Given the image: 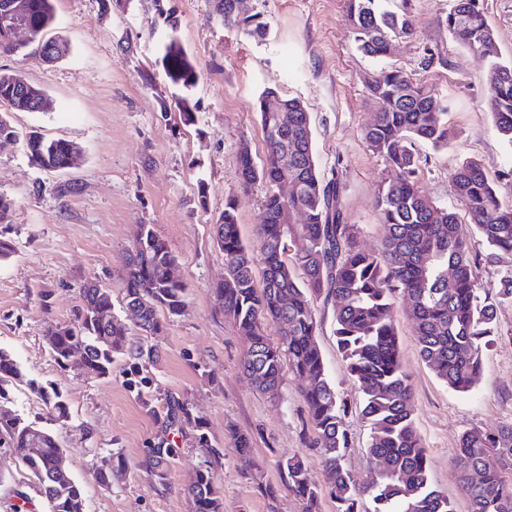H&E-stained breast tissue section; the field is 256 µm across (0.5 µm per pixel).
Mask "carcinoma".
<instances>
[{
  "label": "carcinoma",
  "instance_id": "obj_1",
  "mask_svg": "<svg viewBox=\"0 0 512 512\" xmlns=\"http://www.w3.org/2000/svg\"><path fill=\"white\" fill-rule=\"evenodd\" d=\"M14 0H0V54L14 55L9 13ZM26 20L36 39L53 26L55 0H27ZM153 0L158 16L170 29L160 47L157 63L175 85L190 90L198 72L175 37L177 22ZM240 0H220L219 17L226 29L260 34L262 24L243 16ZM347 18L358 49L382 58L396 39L414 35L411 0H347ZM448 33L461 46L487 62V106L502 140L512 147V64L500 59L495 35L479 0H451L446 17ZM369 95L379 108L365 131L371 151L381 157L393 176L380 185L376 206L387 233L379 253L356 246V227L345 222L337 179L324 180L318 171L313 131L308 112L296 98L275 88L259 99L265 157L258 164L247 147L237 154L240 184L249 189L265 186L262 219L253 249L239 232L234 199L214 224L217 243L224 252V283L215 289L218 305L233 317L239 335L249 341L242 369L251 384L267 393L283 380L282 362L304 381L303 399L314 436L309 450L320 460L325 486L309 472L303 458L280 463L285 486L302 504V512H318L323 494L336 504V512H361L370 499L373 512H455L448 497L431 483L429 455L414 426L412 393L400 358L393 319L394 300L408 298L409 319L424 362L450 389L468 392L482 369V348L495 335L496 306L512 302V268L490 288L476 274L477 257L460 236L456 212L436 205L416 179L420 159L415 142L434 147L448 145V126L442 116L447 107L428 86L398 68H383L367 80ZM288 107V127L274 125L266 110L271 96ZM45 92L25 79H0V103L13 112H34ZM0 140L23 142L29 162L45 171L72 167L79 156L76 145L65 139L49 140L36 130L23 132L0 113ZM288 179L298 192L288 197L279 184ZM450 193L463 207L483 240L488 256L512 253V207L503 205L494 181L475 160H464L448 172ZM176 264L168 244L142 224L125 258L123 300L138 312L136 327L159 336L162 314L180 315L186 306V286L169 271ZM80 305L68 322L46 331L47 349L63 369L77 370L97 379L112 375L113 355L133 361L129 386L147 413L162 429L191 435L203 458L187 489L192 512H224L215 466L224 450L212 445L202 417L188 401L171 397L157 408L144 395L150 384L144 367L159 356L153 345L127 344L126 325L115 315L112 291L95 281L78 288ZM323 299L334 310L336 346L364 397L362 416L370 425L369 455L384 469L360 487L344 466L351 445L346 425L348 404L340 400L327 377L316 339L313 303ZM278 326L279 342L271 343L262 324ZM22 376L14 353L0 347V457L22 465L31 476L32 496L12 490V512H84L78 482L57 466L62 448L50 429L4 409L9 403L8 379ZM54 421L69 418L62 394L49 384L29 381ZM251 437L233 435V447L243 469L254 467ZM38 451H31L32 447ZM178 448L168 439L146 449L145 467L164 483ZM458 483L470 512H512V423L497 432L478 428L464 431L454 458ZM126 469L118 450L100 457L95 476L110 489Z\"/></svg>",
  "mask_w": 512,
  "mask_h": 512
}]
</instances>
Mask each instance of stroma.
<instances>
[{
  "mask_svg": "<svg viewBox=\"0 0 512 512\" xmlns=\"http://www.w3.org/2000/svg\"><path fill=\"white\" fill-rule=\"evenodd\" d=\"M480 4L501 60H512V0ZM166 5L199 73L188 91L173 85L157 62L167 29L150 0H57L47 35L68 44L62 59L50 64L32 52L0 56V71L18 72L50 102L42 112L11 113L12 124L74 141L83 150L76 167L48 172L30 164L22 142L0 143V194L15 202L9 223L0 224V235L15 248L0 262V346L16 355L23 370L22 378L7 385L10 407L27 419L48 422L30 380L53 384L63 394L70 417L49 424L65 467L82 489L85 512H192L186 489L201 454L190 437L180 436L166 483L146 472L145 450L162 432L127 387L126 356H115L111 378L92 379L61 370L44 340L50 325L72 318L84 280L111 289L113 303H120L124 259L138 226L150 225L171 248L176 273L187 286L185 310L167 318L163 335L130 334L159 349L148 367L156 405L171 396L183 398L206 420L212 444L224 451L216 472L224 512H300L283 487L279 463L306 455L311 427L301 383L288 372L277 394L256 391L241 370L247 342L214 294L224 280V253L213 224L225 200L235 198L247 244H254L261 219L264 187L242 191L236 161L244 143L255 157L263 155L260 95L273 87L303 103L319 170L324 178H336L347 221L357 227L359 247L369 252H379L385 236L375 198L389 175L364 139L376 113L365 85L373 73L403 69L447 103V147L415 145L419 185L437 205L454 204L448 172L457 163L477 160L497 178L512 169V147L500 138L485 103L486 62L448 34L449 0H413V38L397 40L381 59L358 50L346 0H247V13L265 25L260 37L225 29L213 0H166ZM184 96L196 106L190 123L177 107ZM67 180L76 181L80 191L62 200L54 187ZM459 225L478 254L483 284L512 268V254L488 257L467 217H460ZM407 305L397 298L394 318L415 427L431 456V481L455 512H469L452 458L464 430L493 432L512 423V302L497 306V334L482 350V371L468 393L448 388L422 360ZM314 308L328 377L351 408L345 466L362 483L373 471L363 394L336 348L332 305L319 300ZM235 432L251 435L261 480L243 471L232 447ZM117 448L127 467L108 490L95 479L93 467ZM265 484L277 487L275 499L264 496Z\"/></svg>",
  "mask_w": 512,
  "mask_h": 512,
  "instance_id": "stroma-1",
  "label": "stroma"
}]
</instances>
